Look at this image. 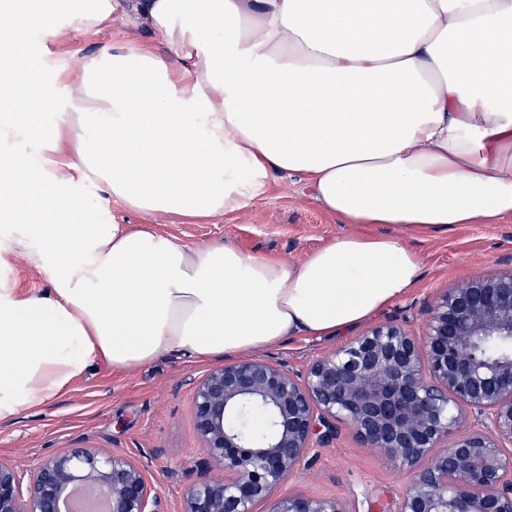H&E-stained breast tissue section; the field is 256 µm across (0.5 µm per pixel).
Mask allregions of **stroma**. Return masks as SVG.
<instances>
[{"label":"stroma","mask_w":512,"mask_h":512,"mask_svg":"<svg viewBox=\"0 0 512 512\" xmlns=\"http://www.w3.org/2000/svg\"><path fill=\"white\" fill-rule=\"evenodd\" d=\"M151 40V34L133 28L119 13L105 32L70 33L53 50L76 68L102 45L122 48ZM110 209L115 223L143 225L189 245L227 242L251 254L284 259L304 258L351 229L344 219L311 199L300 176L288 173L273 175L264 186L249 191L241 208L210 220L148 217L116 200ZM401 239L420 255V276L406 296L373 316L376 324L393 322L421 334L422 307L436 290L453 287L464 277L512 270V218L497 224H458L440 233H405ZM0 280L22 296L50 288L48 274L15 255L3 231ZM352 338L349 332L287 336L262 348L260 354L299 370ZM221 363L218 357L197 360L178 351L130 371L92 363L51 401L0 419V455L13 458L26 472L39 459L66 448H115L144 466L167 512H180L183 490L195 478L194 464L203 456L194 424L191 381ZM406 483L405 474L389 467L374 450L360 447L344 426L286 488L383 507L398 500Z\"/></svg>","instance_id":"1"}]
</instances>
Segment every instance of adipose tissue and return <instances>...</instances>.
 Returning a JSON list of instances; mask_svg holds the SVG:
<instances>
[{"label":"adipose tissue","mask_w":512,"mask_h":512,"mask_svg":"<svg viewBox=\"0 0 512 512\" xmlns=\"http://www.w3.org/2000/svg\"><path fill=\"white\" fill-rule=\"evenodd\" d=\"M156 37L31 80L17 43L99 32L117 7ZM64 110L47 126L43 113ZM0 225L47 294L0 286V419L89 362L245 354L351 330L417 281L394 236L335 237L300 260L190 246L113 223L110 201L194 219L273 174L352 224L408 232L512 217V0H0ZM80 173L101 191L81 196Z\"/></svg>","instance_id":"1"}]
</instances>
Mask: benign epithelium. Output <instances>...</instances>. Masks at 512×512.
Segmentation results:
<instances>
[{
    "instance_id": "benign-epithelium-1",
    "label": "benign epithelium",
    "mask_w": 512,
    "mask_h": 512,
    "mask_svg": "<svg viewBox=\"0 0 512 512\" xmlns=\"http://www.w3.org/2000/svg\"><path fill=\"white\" fill-rule=\"evenodd\" d=\"M422 313L419 338L382 323L302 370L251 355L195 379L204 458L181 512H358L339 497L279 494L340 424L407 475L394 512H512V271L462 279ZM247 407L268 420L262 440L231 424ZM81 487L103 489L108 512H166L119 450L66 448L26 483L0 456V512H69Z\"/></svg>"
}]
</instances>
